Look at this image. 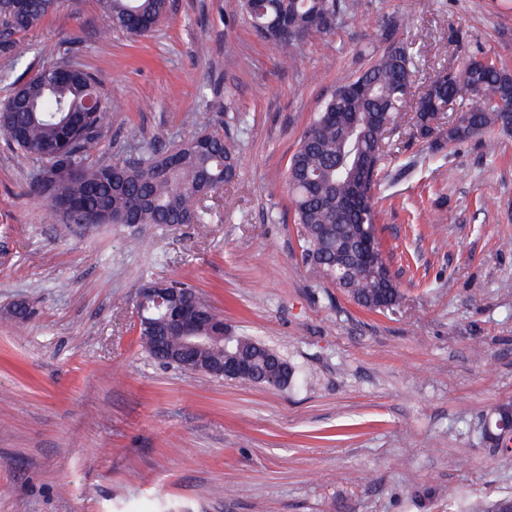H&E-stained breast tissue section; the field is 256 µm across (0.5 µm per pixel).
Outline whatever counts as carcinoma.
Here are the masks:
<instances>
[{"instance_id": "1", "label": "carcinoma", "mask_w": 512, "mask_h": 512, "mask_svg": "<svg viewBox=\"0 0 512 512\" xmlns=\"http://www.w3.org/2000/svg\"><path fill=\"white\" fill-rule=\"evenodd\" d=\"M0 0V54L13 60L29 50L25 36L54 13L59 0ZM116 32L141 36L165 18L169 0H95ZM254 35L266 40L265 28L281 20L292 35L276 40L283 63L313 32L329 33L347 16L348 0H236ZM402 15L383 18L386 46L360 72L346 78L323 102L292 155L286 175L302 259L321 280L340 289L369 311L388 309L401 300L394 278L363 248L372 229L370 191L389 156L388 135L407 121L412 136L434 138L439 146L478 134L507 131L512 116L501 102L512 98V72L481 49L469 52L463 79L434 75L426 89L411 92L417 66L408 44L398 38ZM470 94L469 102L461 101ZM112 97L98 77L75 62L48 63L17 85L0 107V137L16 151L34 156L41 166L33 175L34 194L46 200L64 224H207L210 213L201 195L203 182L214 187L235 182L234 145L210 129L207 113L195 114L200 131L163 152L152 151L134 162L90 161L109 116ZM185 299L205 311L203 324L222 326L224 314L190 283ZM144 316L156 322L139 335L141 346L165 364L161 353L181 348L164 337L163 312L150 306ZM224 341L199 352L201 365L236 353L253 371L236 378L245 385H267L276 351L224 327Z\"/></svg>"}]
</instances>
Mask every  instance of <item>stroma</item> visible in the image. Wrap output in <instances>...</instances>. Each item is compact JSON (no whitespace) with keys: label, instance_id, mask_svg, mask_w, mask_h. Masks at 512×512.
<instances>
[{"label":"stroma","instance_id":"stroma-1","mask_svg":"<svg viewBox=\"0 0 512 512\" xmlns=\"http://www.w3.org/2000/svg\"><path fill=\"white\" fill-rule=\"evenodd\" d=\"M234 0H170L152 34H104L94 0L59 10L0 57L16 81L77 60L126 104L93 154L163 151L196 131L238 151L239 176L199 224H62L27 184L39 162L0 139V512H466L512 497V449L482 422L512 403V133L435 150L392 137L373 236L402 302L372 312L301 261L286 172L338 84L404 32L419 82L482 48L512 70V0H350L282 66ZM334 49H327V40ZM153 240L151 249L133 246ZM194 284L240 335L296 371L285 388L186 372L141 347L146 279ZM35 311L16 323L13 304Z\"/></svg>","mask_w":512,"mask_h":512}]
</instances>
